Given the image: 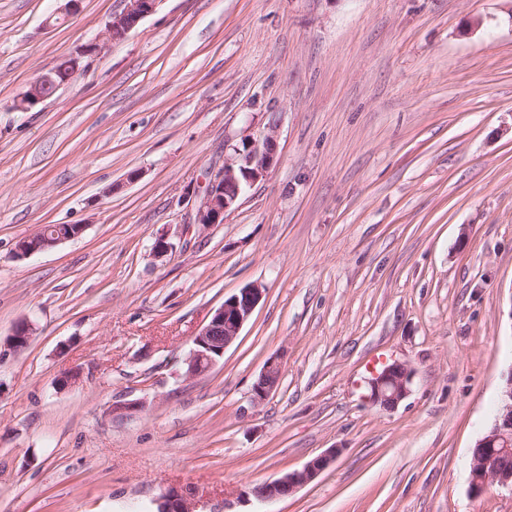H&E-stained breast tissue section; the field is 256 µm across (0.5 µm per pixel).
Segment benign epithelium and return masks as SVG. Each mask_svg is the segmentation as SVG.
Returning a JSON list of instances; mask_svg holds the SVG:
<instances>
[{
  "instance_id": "1",
  "label": "benign epithelium",
  "mask_w": 512,
  "mask_h": 512,
  "mask_svg": "<svg viewBox=\"0 0 512 512\" xmlns=\"http://www.w3.org/2000/svg\"><path fill=\"white\" fill-rule=\"evenodd\" d=\"M161 0H125V7L112 14L105 28L109 42L124 39L148 15L155 12ZM80 69V59L70 58L60 70L32 82L16 101V108L25 111L51 97L63 85L70 83ZM275 154V139L268 136L262 143H250L246 150L237 151L236 157L224 162L210 178L208 187L197 206V223L222 224L242 193V184L262 179L270 168ZM82 224H67L50 231L39 228L32 235L20 239L14 256L23 259L34 253L59 246L79 237ZM263 297L262 289L251 285L224 299L215 309L208 323L192 339V348L185 359L186 375L197 377L211 370L224 357L225 350L235 341L243 325L250 319ZM30 328L19 325L11 334V347L20 351L27 347ZM283 372L281 355L270 356L252 388V401L259 404L278 387ZM412 372L404 364L392 362L375 373L370 381L371 399L384 410H393L405 398ZM338 450L329 448L314 457L299 471L287 473L279 479L254 489L262 502L285 499L300 486L321 474L336 458ZM512 457V371L505 378L501 406L491 427L481 437L472 453L470 486L481 494L491 484L512 487V469L503 466V460ZM158 512H191L187 498L178 493L161 496Z\"/></svg>"
}]
</instances>
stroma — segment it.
<instances>
[{"label":"stroma","instance_id":"35a3bbf8","mask_svg":"<svg viewBox=\"0 0 512 512\" xmlns=\"http://www.w3.org/2000/svg\"><path fill=\"white\" fill-rule=\"evenodd\" d=\"M59 4L0 0V512H156L169 491L194 512H512L511 488L470 490L512 371V0H161L114 43L123 0L46 26ZM71 57L70 84L14 109ZM269 135L266 176L196 223L209 171ZM45 224L85 231L16 258ZM394 361L412 379L386 411L368 381ZM330 448L290 497L253 495ZM262 297V289L251 285L226 298L212 312L208 323L192 339V348L185 359L187 376L207 373L224 357L225 350L235 341ZM283 372L281 355L270 356L252 388V401L261 403L278 387Z\"/></svg>","mask_w":512,"mask_h":512}]
</instances>
